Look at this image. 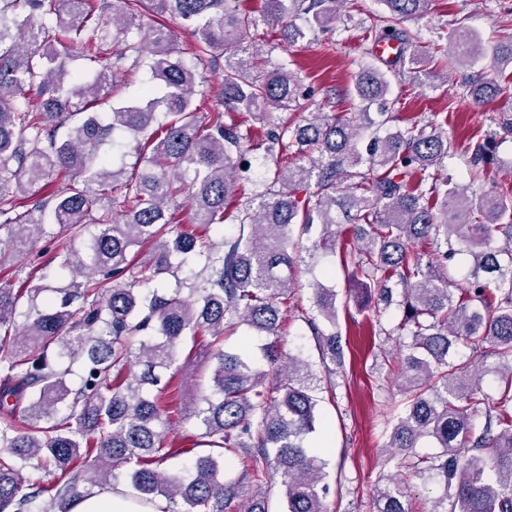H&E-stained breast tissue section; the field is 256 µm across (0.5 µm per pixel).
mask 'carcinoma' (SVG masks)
Returning <instances> with one entry per match:
<instances>
[{
  "mask_svg": "<svg viewBox=\"0 0 512 512\" xmlns=\"http://www.w3.org/2000/svg\"><path fill=\"white\" fill-rule=\"evenodd\" d=\"M431 0H383L389 13L367 27L372 38L389 36L405 48L417 35L404 28L422 18ZM0 0V230L16 258L45 234V215L72 237L87 236L76 259L61 266L74 278L57 289V299L38 303L45 287L30 282L23 291L0 287V512H69L70 504L109 484L128 467L141 499L181 504L178 512H269L268 483L278 476L287 512H325V461L306 444L315 430L316 376L297 355L277 345L300 252L314 253L352 232L343 246L360 304L376 293L389 306L400 286L403 308L390 336H408L398 368L405 402L392 426L388 460L401 454L405 476L380 477L375 512H411V478L436 475L447 506L433 512H512V189L470 197L438 177L451 143L443 132L415 123L372 136L366 153L357 148L360 129L378 131L395 121L388 111L328 115L310 112L294 126L279 114L299 109L300 78L285 67L260 76L262 64L249 44L255 18L240 0ZM341 0H265L263 18L284 28L288 41L306 31L326 29ZM31 13L19 18L16 10ZM146 9L178 17L194 37L191 59L177 37L160 26L141 34L135 17ZM302 16L306 29L289 22ZM124 44L116 61L103 63L102 47ZM69 49L99 67L67 69ZM457 63L472 65L484 47L470 30L455 29L444 49ZM224 58V111L202 113L194 96L198 67ZM147 63L160 86H147L121 104L114 91L125 71ZM512 64V38L496 47L492 68ZM356 96L383 104L390 81L361 65ZM36 90L35 98L26 97ZM501 91L495 78L480 75L461 84L462 97L477 104ZM244 112L267 128L258 147L274 166L273 184L250 200L234 204L249 131L231 118ZM69 125L67 134L59 129ZM117 131L138 144L145 165L112 195L122 177L111 150ZM490 140L470 147V164L490 160ZM80 178L40 202L28 204L31 187L54 176ZM191 205L188 231L176 227L172 204ZM121 220L112 221V213ZM239 224L222 249L206 235L228 217ZM315 224L319 239L305 247L294 238ZM473 257L467 286L451 288L442 272L413 249L426 240L446 259L452 238ZM154 246L153 261L131 273L134 248ZM185 264L205 258L207 276L178 280L163 292L151 284L169 271L171 257ZM26 298L23 322L17 306ZM305 322L333 363L342 362L336 334V290L313 284ZM242 324L271 339L264 357L275 382L245 351L224 349V335ZM209 337L213 363L206 391H196L193 416L212 451L198 456L191 474L161 472L177 455L166 447L165 406L150 395L161 374L177 362L187 341ZM462 344L467 360H448ZM493 355L498 364L489 366ZM81 370L78 388L66 381ZM500 381L499 396L474 422L484 376ZM28 400L21 418L13 403ZM431 438L439 451L419 456L414 449ZM241 458L244 476L224 480V456ZM44 473L28 483L26 465Z\"/></svg>",
  "mask_w": 512,
  "mask_h": 512,
  "instance_id": "obj_1",
  "label": "carcinoma"
}]
</instances>
